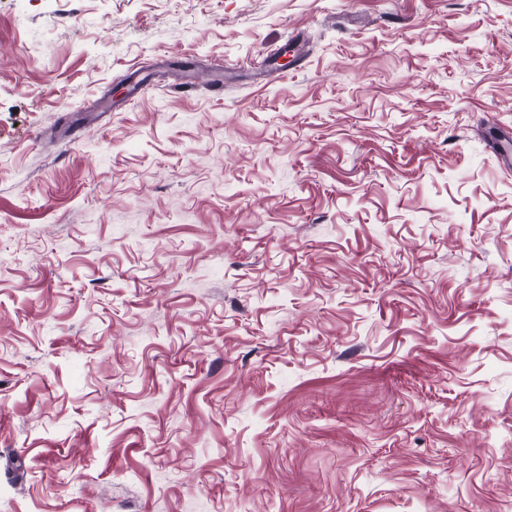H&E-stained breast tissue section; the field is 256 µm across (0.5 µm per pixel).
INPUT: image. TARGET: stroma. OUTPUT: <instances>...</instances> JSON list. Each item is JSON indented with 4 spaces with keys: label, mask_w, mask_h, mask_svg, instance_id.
I'll return each instance as SVG.
<instances>
[{
    "label": "stroma",
    "mask_w": 512,
    "mask_h": 512,
    "mask_svg": "<svg viewBox=\"0 0 512 512\" xmlns=\"http://www.w3.org/2000/svg\"><path fill=\"white\" fill-rule=\"evenodd\" d=\"M488 123L512 0H0V512H512Z\"/></svg>",
    "instance_id": "35a3bbf8"
}]
</instances>
